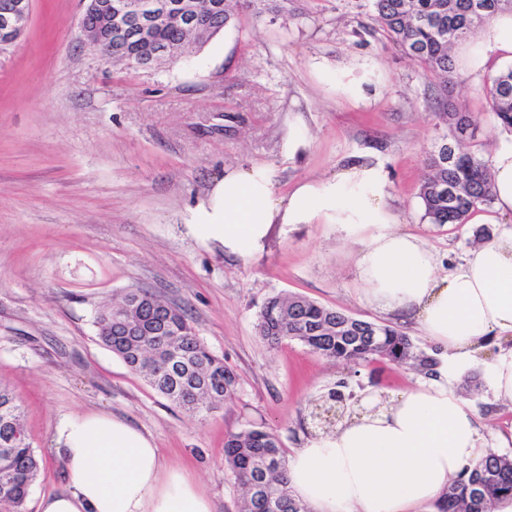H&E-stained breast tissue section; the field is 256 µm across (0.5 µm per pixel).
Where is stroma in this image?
Masks as SVG:
<instances>
[{
  "mask_svg": "<svg viewBox=\"0 0 512 512\" xmlns=\"http://www.w3.org/2000/svg\"><path fill=\"white\" fill-rule=\"evenodd\" d=\"M85 0H32L23 37L0 52V382L23 406L25 433L43 460L25 512L64 484L52 437L69 416L103 411L152 436L165 465L181 467L213 512H239L243 490L224 464L229 433L257 425L285 454L318 435L311 414L345 382L343 412L373 395L414 386L418 371L377 361L360 369L297 341L271 347L255 330L268 298L298 294L354 317L381 321L361 300L359 246L327 225H273L260 253L242 261L189 233V209L229 166L265 164L283 195L301 179L333 175L372 154L392 181L400 229L421 236L441 269L459 264L477 223L501 230L492 210L467 224L423 220L419 182L441 143L434 98L441 82L378 32L360 30L358 0H250L196 54L150 70L98 60L82 43ZM369 69L368 101L330 88ZM487 78L454 80L452 99L476 119L472 143L490 157L512 132L498 126ZM308 144L283 149L289 128ZM130 288L187 306L202 340L239 378L235 398L203 417L174 407L105 348L98 309ZM453 389L490 426L486 448L512 454L497 432L512 428V404L494 401L482 368Z\"/></svg>",
  "mask_w": 512,
  "mask_h": 512,
  "instance_id": "1",
  "label": "stroma"
}]
</instances>
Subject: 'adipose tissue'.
Segmentation results:
<instances>
[{
	"label": "adipose tissue",
	"mask_w": 512,
	"mask_h": 512,
	"mask_svg": "<svg viewBox=\"0 0 512 512\" xmlns=\"http://www.w3.org/2000/svg\"><path fill=\"white\" fill-rule=\"evenodd\" d=\"M459 68L481 78L491 61L512 59V14L487 20L456 51ZM493 209L512 217V143L490 161ZM384 166L359 155L336 174L297 181L283 196L269 166L225 169L189 211L191 234L203 245L252 258L270 225L326 224L355 256L363 302L411 322L442 357L436 374L385 407L367 410L294 449L287 465L293 493L313 512H413L437 500L483 455L480 419L449 388L457 370L484 365L489 388L512 403V227L470 248L441 272L418 235L399 230ZM500 346L481 361L484 342ZM65 485L43 496L38 512H211L209 498L177 468L164 467L150 435L104 412L63 419L54 435Z\"/></svg>",
	"instance_id": "obj_1"
}]
</instances>
